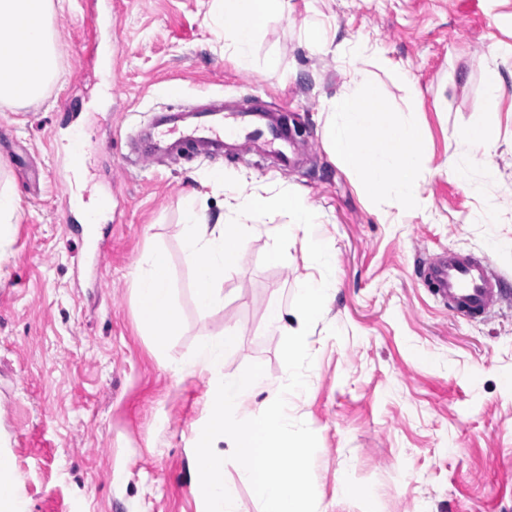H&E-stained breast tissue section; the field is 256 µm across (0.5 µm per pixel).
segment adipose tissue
I'll return each instance as SVG.
<instances>
[{
  "label": "adipose tissue",
  "mask_w": 512,
  "mask_h": 512,
  "mask_svg": "<svg viewBox=\"0 0 512 512\" xmlns=\"http://www.w3.org/2000/svg\"><path fill=\"white\" fill-rule=\"evenodd\" d=\"M283 5L284 0H220L213 21L224 33L225 53L238 67H250L253 46L266 19L281 13ZM62 8V0H0V111L39 101L54 80L57 60L50 20ZM325 110V143L337 164L357 184L387 188L402 209H410L420 199L425 181L421 141L413 124L392 115L355 67L349 68L342 90L326 98ZM207 182L223 191L224 214L209 219L191 195L183 210L188 228L185 254L194 270L197 306L208 310L223 305L224 291L215 274L241 264L255 230L251 224L229 222L228 213L255 210L280 217L274 234L285 240L295 231H303L319 275L300 284L295 326H288L284 310L273 306L266 327L286 336L289 346L300 345L330 301L334 274V259L314 232V209L291 192L271 197L246 192L243 185L227 183L218 172L210 173ZM168 270L167 253L151 249L139 259L135 279L141 320L161 354L180 330Z\"/></svg>",
  "instance_id": "ef3b65f1"
}]
</instances>
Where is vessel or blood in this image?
<instances>
[{
    "instance_id": "obj_1",
    "label": "vessel or blood",
    "mask_w": 512,
    "mask_h": 512,
    "mask_svg": "<svg viewBox=\"0 0 512 512\" xmlns=\"http://www.w3.org/2000/svg\"><path fill=\"white\" fill-rule=\"evenodd\" d=\"M111 19V11L103 10L100 0H93L82 19L90 29L85 43L89 64H97L103 57L97 30L101 23ZM241 139L259 141L280 166L286 167L294 162L292 134L282 121L279 110L260 105L244 112H197L190 124L182 126L158 123L150 140L141 149L139 159L147 162L156 158L159 152L174 153L184 145L195 146L208 155H221ZM426 276L435 295L458 312L489 313L503 299L488 263L482 259L451 253L441 262L428 264Z\"/></svg>"
}]
</instances>
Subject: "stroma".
<instances>
[{
    "mask_svg": "<svg viewBox=\"0 0 512 512\" xmlns=\"http://www.w3.org/2000/svg\"><path fill=\"white\" fill-rule=\"evenodd\" d=\"M211 0H112L101 41L115 92L90 109L98 85L78 72L84 0L52 19L57 75L39 106L0 112V189L18 209L0 240V452L19 478L16 512H205L192 448L209 412V377L189 374L197 344L239 334L224 369L262 364L275 397L287 379L282 337L267 307L298 303L317 264L303 233L276 242L262 216L242 264L217 277L222 307L200 311L184 253L182 199L196 192L209 213L223 193L213 170L263 196L291 191L319 214L336 257L335 291L311 328L307 389L288 407L315 432L317 512H512V264L491 237L512 238V0H288L270 17L250 70L224 53L208 21ZM336 29V50L310 53L306 22ZM375 44L388 64L367 79L423 137L426 183L413 209L385 191L365 193L326 148L323 100L347 76L355 43ZM498 66L506 92L491 100L483 72ZM261 101L283 115L299 147L288 169L255 150L136 161L135 140L157 113L185 102ZM488 128L497 172L484 178L457 135ZM82 128L88 158L112 207L89 224L66 209V146ZM470 167L472 195L450 169ZM495 207L498 221L477 224ZM108 251L95 264L88 240ZM152 248L170 257L181 321L165 355L143 327L133 286ZM455 252L488 258L507 290L492 313L455 316L432 293L425 261ZM183 373H175V366ZM355 493H345V486Z\"/></svg>",
    "mask_w": 512,
    "mask_h": 512,
    "instance_id": "35a3bbf8",
    "label": "stroma"
}]
</instances>
